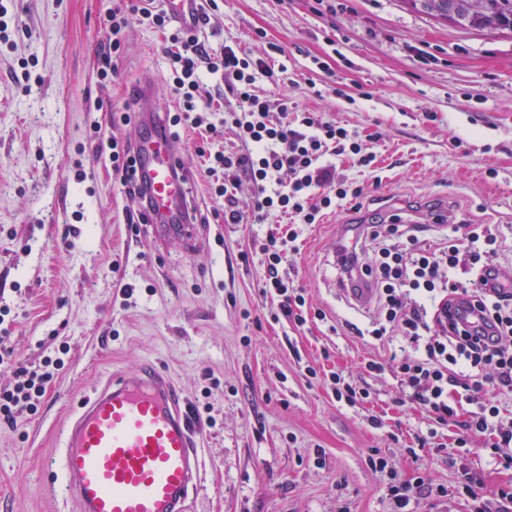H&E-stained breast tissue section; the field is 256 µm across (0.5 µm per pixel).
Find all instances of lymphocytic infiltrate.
Returning <instances> with one entry per match:
<instances>
[{
    "label": "lymphocytic infiltrate",
    "instance_id": "lymphocytic-infiltrate-1",
    "mask_svg": "<svg viewBox=\"0 0 512 512\" xmlns=\"http://www.w3.org/2000/svg\"><path fill=\"white\" fill-rule=\"evenodd\" d=\"M132 17L167 39L168 79L178 101L170 116L172 125L211 131L221 124L245 148L240 155L218 150L208 156V188L224 201L225 223L242 221L233 207L232 191L243 178L255 190L258 222L285 215L302 224H316L341 201L362 196V188L341 176L334 163L336 157L346 156L358 166H372L375 157L364 151L355 132L323 121L317 113L290 110L287 99L271 101L256 94L257 76L277 78L265 60L229 45L222 53H211L199 34H183L169 23L161 0H133L128 9L106 14L112 41L100 51L101 80L109 79L117 59L125 54L121 34ZM208 75L221 76L237 102L236 109L217 123L202 104ZM365 230L372 249L344 242L336 250L337 269L352 287L373 289L378 317L372 336L379 339L396 332L423 347L417 357L394 354L385 362L368 361L367 370L380 373L389 366L396 368L434 422L457 420L460 447H467L470 438L493 434L495 455L504 468L512 469V422L503 421L488 399L491 390L512 388V290L482 299L483 310L498 329L492 341L477 334L446 333L439 315L444 297L464 288L463 282L450 279V272L464 256L472 265H486V254L462 253L455 243L434 250L422 246L414 224H369ZM297 238L294 229L284 238L266 237L261 248L266 257L262 292L279 297L280 313L300 326L305 322L306 299L280 274L286 244ZM63 365L59 358L45 360L39 367L21 365L17 382L0 389V420L13 424L36 411ZM460 397L475 406L463 419L456 405Z\"/></svg>",
    "mask_w": 512,
    "mask_h": 512
}]
</instances>
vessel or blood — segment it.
I'll use <instances>...</instances> for the list:
<instances>
[{
  "mask_svg": "<svg viewBox=\"0 0 512 512\" xmlns=\"http://www.w3.org/2000/svg\"><path fill=\"white\" fill-rule=\"evenodd\" d=\"M172 25L192 34L204 24V0H162ZM152 84H144L136 110L145 130L136 146L137 179L149 188L144 211L158 240L197 245L187 203L185 162L164 118L148 114ZM502 268L481 272L475 291L457 294L448 320L461 327H488L478 311L479 294L505 287ZM58 468L66 496L79 512H195L201 483L202 439L187 403L171 377L153 362L135 374H113L78 407L64 427Z\"/></svg>",
  "mask_w": 512,
  "mask_h": 512,
  "instance_id": "obj_1",
  "label": "vessel or blood"
}]
</instances>
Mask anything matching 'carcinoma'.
<instances>
[{
  "label": "carcinoma",
  "instance_id": "obj_1",
  "mask_svg": "<svg viewBox=\"0 0 512 512\" xmlns=\"http://www.w3.org/2000/svg\"><path fill=\"white\" fill-rule=\"evenodd\" d=\"M409 9L466 31L512 33V0H405Z\"/></svg>",
  "mask_w": 512,
  "mask_h": 512
}]
</instances>
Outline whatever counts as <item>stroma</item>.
Masks as SVG:
<instances>
[{
	"mask_svg": "<svg viewBox=\"0 0 512 512\" xmlns=\"http://www.w3.org/2000/svg\"><path fill=\"white\" fill-rule=\"evenodd\" d=\"M122 3L0 0V307L19 362L64 359L36 413L0 423V512H78L47 473L62 430L103 379L146 360L180 387L201 434L200 512H395V481L432 487L413 491L408 512H473L477 496L496 505L512 469L495 465L489 437L464 452L458 427L441 425L435 443L406 454L429 415L398 373L363 365L408 344L371 337L372 308L344 296L332 260L354 217L414 220L444 200L456 222L426 226L423 245L466 244L469 225L483 224L495 262L512 270V34L463 31L402 0H219L203 31L211 52L266 57L284 80L257 78V94L346 126L377 157L371 170L337 160L363 197L304 227L281 265L308 312L324 314L298 326L272 318L278 300L260 293L253 249L287 224L225 223L223 200L207 192L200 151H241L230 131L175 129L192 174L194 250H157L150 225L126 222L103 147L139 129L112 116L131 113L148 76L159 111L176 100L163 35L135 20L111 81H99L105 14ZM336 372L370 401H337ZM374 452L385 471L368 464ZM466 469L481 480L472 497Z\"/></svg>",
	"mask_w": 512,
	"mask_h": 512,
	"instance_id": "35a3bbf8",
	"label": "stroma"
}]
</instances>
